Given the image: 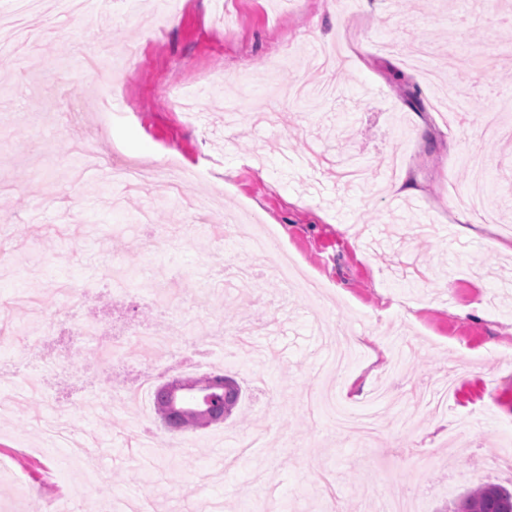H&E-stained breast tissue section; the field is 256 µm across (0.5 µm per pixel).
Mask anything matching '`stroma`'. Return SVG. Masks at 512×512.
Wrapping results in <instances>:
<instances>
[{"label": "stroma", "instance_id": "stroma-1", "mask_svg": "<svg viewBox=\"0 0 512 512\" xmlns=\"http://www.w3.org/2000/svg\"><path fill=\"white\" fill-rule=\"evenodd\" d=\"M55 36L18 50L0 42V396H26L0 416V512H84L88 500L141 512H376L402 487L425 486L420 512H444L467 489L512 490V251L495 225L469 234L446 203L470 184L461 159L481 147L489 198L512 219V139L481 138L487 112L512 116V0H90L80 16L41 0ZM344 24H336L335 13ZM131 51L133 76L105 101L88 41ZM428 41V64L453 82L469 122L436 120L433 86L406 63ZM194 90L184 124L171 92ZM186 170L182 196L142 180L122 208L112 164ZM371 173L336 182L339 160ZM403 180L407 193L386 190ZM249 207L288 254L326 287L319 305L283 287L276 254L256 258L254 225L219 237V211ZM190 224L168 251L154 228ZM286 253V254H287ZM136 266L112 295L114 263ZM250 266L256 291L231 283L203 304L188 283ZM127 322L181 337L204 373L234 378L238 409L224 423L167 431L152 407H112L113 390L190 376L149 366L137 351L112 360L74 336ZM40 348L19 357L34 327ZM223 333L232 355L199 349ZM359 352L349 405L379 378L387 400L369 445L334 431L314 394L337 381L323 366L330 339ZM63 354L65 373L45 361ZM457 376L446 415L421 401L422 382ZM68 412V437L44 449L30 384Z\"/></svg>", "mask_w": 512, "mask_h": 512}]
</instances>
